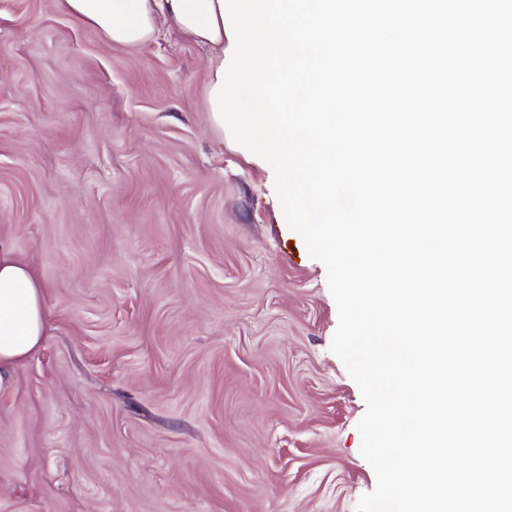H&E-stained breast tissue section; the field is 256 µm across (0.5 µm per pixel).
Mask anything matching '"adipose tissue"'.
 <instances>
[{
	"label": "adipose tissue",
	"mask_w": 512,
	"mask_h": 512,
	"mask_svg": "<svg viewBox=\"0 0 512 512\" xmlns=\"http://www.w3.org/2000/svg\"><path fill=\"white\" fill-rule=\"evenodd\" d=\"M77 22L117 47H138L169 30L209 51L208 82L217 84L225 28L218 0H59ZM37 269L0 247V371L23 364L42 346L49 323Z\"/></svg>",
	"instance_id": "adipose-tissue-1"
}]
</instances>
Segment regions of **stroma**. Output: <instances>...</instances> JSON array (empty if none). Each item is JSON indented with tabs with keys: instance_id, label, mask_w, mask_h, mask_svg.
Segmentation results:
<instances>
[{
	"instance_id": "obj_1",
	"label": "stroma",
	"mask_w": 512,
	"mask_h": 512,
	"mask_svg": "<svg viewBox=\"0 0 512 512\" xmlns=\"http://www.w3.org/2000/svg\"><path fill=\"white\" fill-rule=\"evenodd\" d=\"M205 48L0 0V246L43 344L0 375V512H356L376 487L324 264L219 136Z\"/></svg>"
}]
</instances>
